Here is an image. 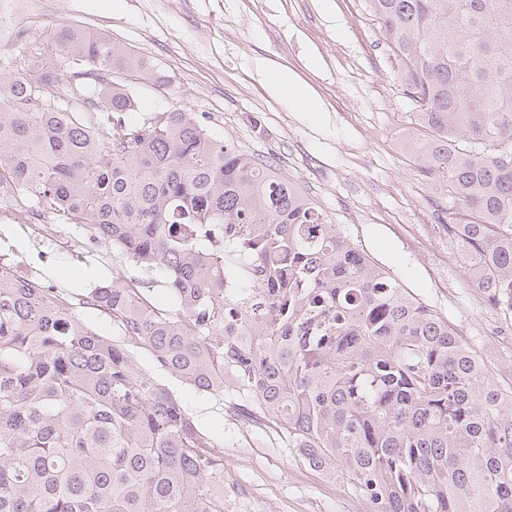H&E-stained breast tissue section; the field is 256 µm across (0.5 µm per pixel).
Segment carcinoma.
<instances>
[{"label": "carcinoma", "mask_w": 512, "mask_h": 512, "mask_svg": "<svg viewBox=\"0 0 512 512\" xmlns=\"http://www.w3.org/2000/svg\"><path fill=\"white\" fill-rule=\"evenodd\" d=\"M368 2L428 132L406 144L448 181V237L512 312V0ZM117 70L166 81L74 27L0 74V185L112 244L85 303L121 336L0 262V512H224V452L136 350L251 410L365 512H512V384L272 162L190 112L130 119ZM228 277L257 293L225 296Z\"/></svg>", "instance_id": "1"}]
</instances>
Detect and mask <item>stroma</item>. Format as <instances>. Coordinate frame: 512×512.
<instances>
[{"label":"stroma","instance_id":"obj_1","mask_svg":"<svg viewBox=\"0 0 512 512\" xmlns=\"http://www.w3.org/2000/svg\"><path fill=\"white\" fill-rule=\"evenodd\" d=\"M24 16L0 41V71H13L23 41L46 42L62 26L103 33L168 77L132 91L144 113L182 109L216 137L263 155L294 178L372 260L447 318L502 381H512V325L483 299L448 239L444 180L422 177L405 145L412 105L399 64L366 0H0ZM266 59L286 67L317 103L306 112L273 93ZM31 205L0 203V258L22 276L57 288L95 332L114 336L111 316L84 305L111 279V245L87 226ZM158 380L224 452V482L240 498L224 512H363L339 477L303 465L269 431L240 427L232 405L179 377Z\"/></svg>","mask_w":512,"mask_h":512}]
</instances>
